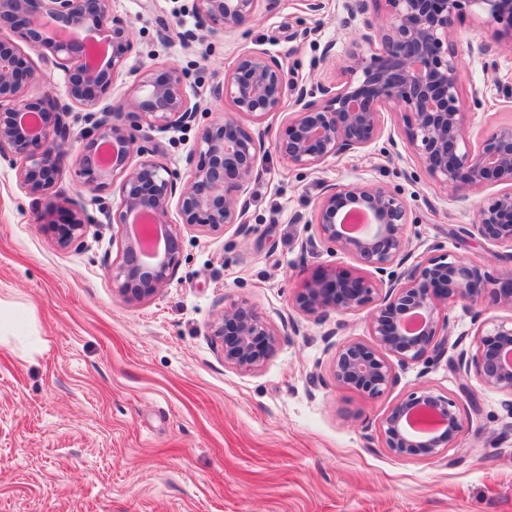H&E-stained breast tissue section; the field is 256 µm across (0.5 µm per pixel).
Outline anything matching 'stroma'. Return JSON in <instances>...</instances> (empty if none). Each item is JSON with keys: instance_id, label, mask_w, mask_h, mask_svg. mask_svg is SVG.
Segmentation results:
<instances>
[{"instance_id": "obj_1", "label": "stroma", "mask_w": 512, "mask_h": 512, "mask_svg": "<svg viewBox=\"0 0 512 512\" xmlns=\"http://www.w3.org/2000/svg\"><path fill=\"white\" fill-rule=\"evenodd\" d=\"M260 0L253 21L225 33L200 24L194 0H112L128 25L132 53L102 99L127 96L137 69L173 64L200 108L189 127L151 130L165 152L158 163L189 177L188 157L204 127L230 112L210 90L240 57L264 52L283 65L280 109L251 132L266 152L248 187L242 224L211 235L185 230L177 270L159 293L125 301L112 279L122 228L107 223L82 188L67 155L61 188L92 219L83 247H60L40 200L18 169L0 159V305L20 311L23 328L0 333V512H512V410L475 374L454 370L475 352L477 327L450 310L445 359L396 366L397 384L378 399L313 386L328 376L334 347L368 339L365 313L317 322L292 298L320 268H355L342 253L308 248L309 218L324 185L365 181L398 189L408 207L415 255L433 243L491 277L506 271L492 245L457 236L474 223L498 185L458 197L432 181L405 138L407 117L382 114L379 138L329 158L315 170L275 149L294 109V86L337 83L354 39L384 10L362 0ZM463 61L460 93L471 140L512 124V53L471 15L456 23ZM486 43L488 57L469 51ZM497 69H488L487 60ZM486 92L481 105L473 89ZM303 223H295V216ZM244 302L279 333L265 365H225L211 323L225 305ZM426 385L454 397L464 431L445 457L400 459L367 436L409 392Z\"/></svg>"}]
</instances>
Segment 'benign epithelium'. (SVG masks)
<instances>
[{"label": "benign epithelium", "instance_id": "obj_1", "mask_svg": "<svg viewBox=\"0 0 512 512\" xmlns=\"http://www.w3.org/2000/svg\"><path fill=\"white\" fill-rule=\"evenodd\" d=\"M260 0H195L204 22L234 31L249 22ZM378 25H368L361 41L346 55L342 86L318 84L296 89L294 111L277 143L288 163L316 169L329 157L355 152L381 133L382 107L409 116L405 136L434 181L461 196L488 184H507L480 208L466 230L471 237L508 249L512 261V125L502 126L473 143L459 91L462 60L455 47V23L469 12L494 27L512 49V0H383ZM28 49L52 56L62 71L67 101L35 97L40 80ZM132 49L128 26L112 14V0H0V158L19 164V179L32 195L58 198L62 147L81 142L75 164L82 185L102 193L119 185L118 209L102 202L108 221L123 227L124 244L117 273L119 294L145 301L173 278L182 230L200 228L219 234L242 223L238 208L265 151L262 135L243 127L237 115L255 121L276 111L285 73L266 53L242 56L212 94L226 98L233 113L205 127L200 135L191 179L147 158L162 145L141 144L136 128L189 127L198 110L190 104L183 71L174 64L144 68L128 95L99 107L112 77ZM83 111L84 127L74 134L72 106ZM141 156L132 164L134 156ZM177 205L182 223L168 221ZM63 223L49 225L62 247L80 246L91 224L84 211L58 206ZM361 216L355 232L347 221ZM308 223L317 238L309 247L341 252L361 267L336 266L312 275L293 297L303 316L325 322L333 314L369 311L373 341L351 338L338 344L331 376L340 387L369 399L397 381L392 358L402 365L438 361L448 353L449 306L461 305L478 325L473 355L461 351L458 371L475 372L486 387L512 397V319L489 321V308L512 311V271L490 281L480 266L469 264L435 244L417 264L409 263L405 200L387 186L368 182L327 184ZM224 363L242 372L265 364L278 334L256 311L232 303L211 325ZM463 432L456 402L421 385L383 417L380 447L395 457L438 458Z\"/></svg>", "mask_w": 512, "mask_h": 512}]
</instances>
